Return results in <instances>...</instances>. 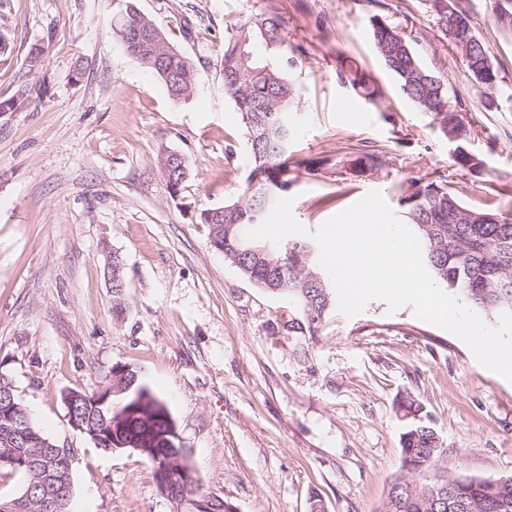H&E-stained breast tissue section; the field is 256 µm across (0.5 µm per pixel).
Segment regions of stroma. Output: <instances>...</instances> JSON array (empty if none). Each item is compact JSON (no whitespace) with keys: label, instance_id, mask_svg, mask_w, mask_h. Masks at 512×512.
Listing matches in <instances>:
<instances>
[{"label":"stroma","instance_id":"stroma-1","mask_svg":"<svg viewBox=\"0 0 512 512\" xmlns=\"http://www.w3.org/2000/svg\"><path fill=\"white\" fill-rule=\"evenodd\" d=\"M512 95V31L487 0H457ZM190 57L196 89L170 96L112 32L126 6ZM276 12L295 49L289 76L294 217L316 231L363 198L397 207L400 186L445 176L467 204L512 211V98L488 105L427 0H0V372L35 424L73 449L74 512H171L151 466L74 431L64 392L101 389L116 365L140 371L175 422L202 487L238 512H382L401 472L400 396L425 408L443 451L418 474L512 476V382L482 367L412 305L332 312L301 363L269 324L285 299L254 287L210 242L202 210L237 199L251 168L242 116L224 94L220 52L235 25ZM381 14L414 40L462 105L481 175L401 93L372 44ZM43 47L36 66L26 58ZM356 63L383 90L372 105L339 78ZM385 163L359 174L362 148ZM189 175L171 194L162 157ZM125 262L128 313L112 317L107 259Z\"/></svg>","mask_w":512,"mask_h":512}]
</instances>
